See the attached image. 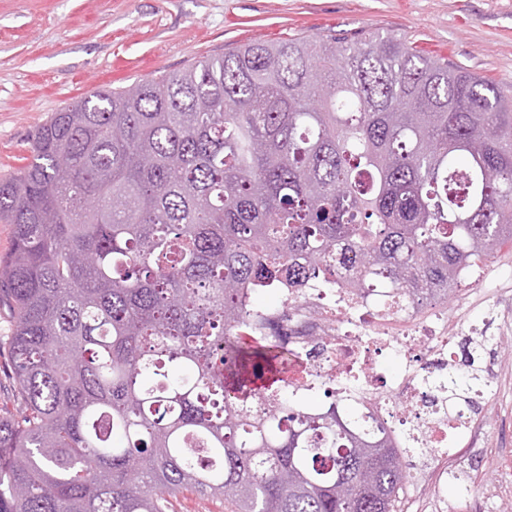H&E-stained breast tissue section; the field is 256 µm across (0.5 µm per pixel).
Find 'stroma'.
<instances>
[{
	"instance_id": "1",
	"label": "stroma",
	"mask_w": 512,
	"mask_h": 512,
	"mask_svg": "<svg viewBox=\"0 0 512 512\" xmlns=\"http://www.w3.org/2000/svg\"><path fill=\"white\" fill-rule=\"evenodd\" d=\"M389 33L512 91V0H0V182L20 175L37 127L100 89L151 79L253 41ZM501 367L476 401L480 445L458 483L436 485L452 512L512 467V331L466 311Z\"/></svg>"
}]
</instances>
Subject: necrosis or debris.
I'll return each mask as SVG.
<instances>
[{"label":"necrosis or debris","mask_w":512,"mask_h":512,"mask_svg":"<svg viewBox=\"0 0 512 512\" xmlns=\"http://www.w3.org/2000/svg\"><path fill=\"white\" fill-rule=\"evenodd\" d=\"M249 316L243 335L269 336L290 352L288 383L294 394L330 391L336 408L356 395L360 413L384 421L404 451L422 463L408 489L425 512H443L427 488L447 481L461 448L480 435L473 415L449 409L436 377L464 369L463 350L480 347L485 331L467 324L459 306L422 305L401 289L377 282L362 290L326 288L312 280L284 287L277 305L260 308L243 289ZM399 364L385 369L387 359Z\"/></svg>","instance_id":"1"}]
</instances>
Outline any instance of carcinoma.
Masks as SVG:
<instances>
[{"label": "carcinoma", "instance_id": "cac0c4a2", "mask_svg": "<svg viewBox=\"0 0 512 512\" xmlns=\"http://www.w3.org/2000/svg\"><path fill=\"white\" fill-rule=\"evenodd\" d=\"M0 223L21 399L0 512H170L183 491L394 512V438L296 406L288 349L236 336L238 289L385 276L448 298L512 242V94L395 36L250 42L54 113ZM467 356L444 390L473 412Z\"/></svg>", "mask_w": 512, "mask_h": 512}]
</instances>
